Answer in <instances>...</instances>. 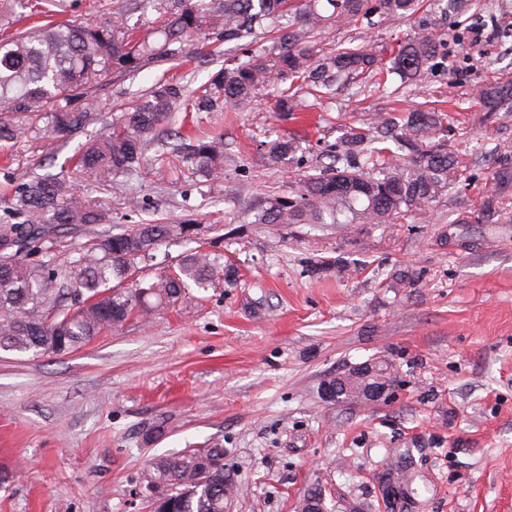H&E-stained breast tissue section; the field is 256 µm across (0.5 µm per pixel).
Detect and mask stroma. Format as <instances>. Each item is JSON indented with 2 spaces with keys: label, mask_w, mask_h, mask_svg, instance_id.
<instances>
[{
  "label": "stroma",
  "mask_w": 512,
  "mask_h": 512,
  "mask_svg": "<svg viewBox=\"0 0 512 512\" xmlns=\"http://www.w3.org/2000/svg\"><path fill=\"white\" fill-rule=\"evenodd\" d=\"M123 0H64L60 21L108 24ZM432 0L409 18L326 24L319 57L364 44L380 71L333 95L295 78L262 89L251 109L177 110L199 135L223 134L224 177L190 174L180 158L125 174L124 195L80 184L106 212L105 229L186 222L207 251L239 271L236 287L190 288L175 309L135 317L61 356L0 352V512H146L143 474L158 456L220 448L239 488L224 512H294L311 487L329 512H384L378 475L389 449L413 476L408 512H512V188L492 173L512 162V112L483 111L473 90L512 80V0H467L435 21ZM445 57L410 80L391 52L425 27ZM491 40L469 43L472 29ZM235 44L115 73L94 94L99 121L60 145L40 133L7 146L4 202L38 172L65 163L87 135L106 132L158 77L198 88L237 57ZM287 98L289 111L277 100ZM439 110L462 167L452 188L387 224H242L233 214L332 161L342 128L375 112ZM300 149L268 166L263 144ZM499 195L497 215L484 206ZM387 368L388 399L324 403V382Z\"/></svg>",
  "instance_id": "1"
}]
</instances>
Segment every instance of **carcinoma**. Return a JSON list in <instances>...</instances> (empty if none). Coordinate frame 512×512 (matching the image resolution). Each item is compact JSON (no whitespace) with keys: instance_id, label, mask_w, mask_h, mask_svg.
I'll return each mask as SVG.
<instances>
[{"instance_id":"obj_1","label":"carcinoma","mask_w":512,"mask_h":512,"mask_svg":"<svg viewBox=\"0 0 512 512\" xmlns=\"http://www.w3.org/2000/svg\"><path fill=\"white\" fill-rule=\"evenodd\" d=\"M152 0L166 16L161 40L137 36L124 8L111 23L98 26L49 21L0 37V144L17 143L42 128L68 140L96 119L93 85L114 73L135 71L151 60L183 53L186 38L205 25L219 28L217 37L242 41L258 29H271V48L248 53L224 67L192 98L172 81L154 84L112 128L83 144L73 156L74 170L108 183L123 193L118 176L145 160L146 138L174 119V107L194 100L198 112L225 103L249 108L272 76H292L319 88L331 78H363L378 63L376 51L362 45L314 59L311 35L327 20L351 26L371 15L405 17L418 0ZM445 43L423 33L401 43L393 69L415 78L432 60L444 55ZM487 111L512 99L511 85L476 90ZM447 117L441 112L397 116L373 114L367 126L349 125L337 146L333 165L304 177L279 196L258 197L249 207L253 224H387L406 210L426 206L456 179L458 161L447 144L436 140ZM185 159L192 170L213 179L224 173V139L219 135L188 137ZM406 148L410 166L391 163L390 143ZM294 139L268 144L270 166L295 153ZM16 222L0 224V350L19 354L66 355L134 316L176 307L190 285L205 288L216 279L237 285L238 272L222 256L193 248L173 265L160 268L148 281L130 288L138 265L150 260L165 242L193 241L194 225L134 224L114 234L101 230L105 214L83 194L65 166L19 185L5 201ZM86 242L76 255L54 263V249L67 236ZM40 259L35 260L33 256ZM222 448L190 449L154 459L144 481L157 493L153 512H224L235 484L224 474ZM298 512H325L322 489L303 494Z\"/></svg>"}]
</instances>
